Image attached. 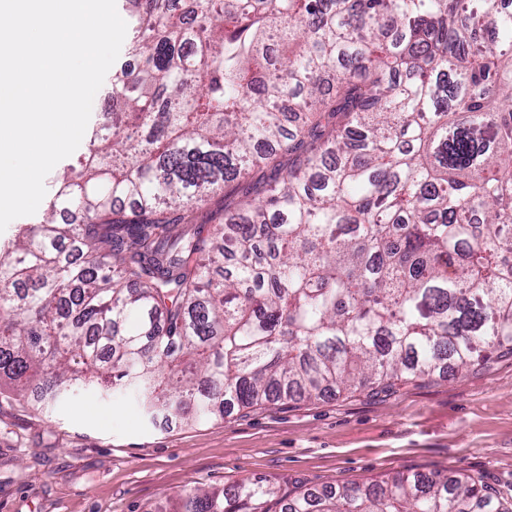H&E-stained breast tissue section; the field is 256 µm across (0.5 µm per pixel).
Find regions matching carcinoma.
Segmentation results:
<instances>
[{
    "instance_id": "cac0c4a2",
    "label": "carcinoma",
    "mask_w": 512,
    "mask_h": 512,
    "mask_svg": "<svg viewBox=\"0 0 512 512\" xmlns=\"http://www.w3.org/2000/svg\"><path fill=\"white\" fill-rule=\"evenodd\" d=\"M171 2L125 0L139 66L112 76V127L0 239V391L41 412L132 391L189 425L512 355L504 0ZM226 188L236 205L190 232ZM273 503L512 512L438 472L288 494L247 479L173 512Z\"/></svg>"
}]
</instances>
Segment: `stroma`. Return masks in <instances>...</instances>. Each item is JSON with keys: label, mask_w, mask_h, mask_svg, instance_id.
I'll return each mask as SVG.
<instances>
[{"label": "stroma", "mask_w": 512, "mask_h": 512, "mask_svg": "<svg viewBox=\"0 0 512 512\" xmlns=\"http://www.w3.org/2000/svg\"><path fill=\"white\" fill-rule=\"evenodd\" d=\"M401 471L475 474L512 497V357L192 426L93 387L48 415L0 396V512H167L194 485L261 478L288 493Z\"/></svg>", "instance_id": "1"}]
</instances>
